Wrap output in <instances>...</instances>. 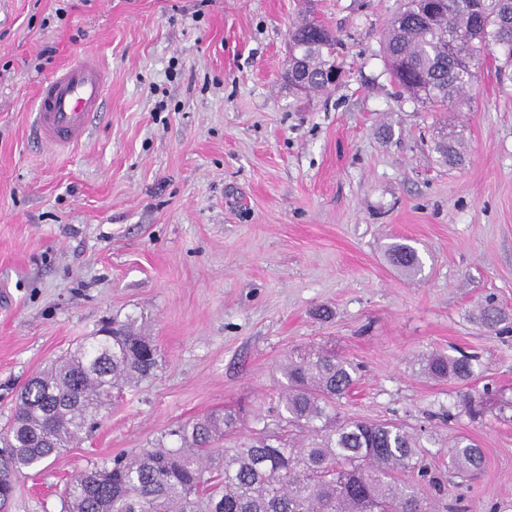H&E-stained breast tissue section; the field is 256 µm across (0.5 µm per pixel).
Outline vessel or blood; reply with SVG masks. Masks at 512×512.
<instances>
[{
	"label": "vessel or blood",
	"mask_w": 512,
	"mask_h": 512,
	"mask_svg": "<svg viewBox=\"0 0 512 512\" xmlns=\"http://www.w3.org/2000/svg\"><path fill=\"white\" fill-rule=\"evenodd\" d=\"M106 91V75L95 53H83L59 68L37 91L39 139L60 151L82 144Z\"/></svg>",
	"instance_id": "1"
}]
</instances>
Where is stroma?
<instances>
[{
    "label": "stroma",
    "instance_id": "1",
    "mask_svg": "<svg viewBox=\"0 0 512 512\" xmlns=\"http://www.w3.org/2000/svg\"><path fill=\"white\" fill-rule=\"evenodd\" d=\"M403 0H0V429L23 385L104 322L136 319L158 367L96 427L20 479L0 512H62L69 480L234 412L273 423L280 365L320 346L357 365L339 417L402 424L442 484L439 512H512V79L483 69L456 111L393 85L382 33ZM340 39V82L284 78L305 12ZM107 73L88 139L34 133L40 82L84 50ZM459 165L435 150L440 130ZM415 247L404 276L387 245ZM469 355L467 382L423 356ZM472 407H465L464 399ZM471 439L473 476L448 466ZM450 457L459 473H470L478 470L483 463L481 448L467 438H459L450 450Z\"/></svg>",
    "mask_w": 512,
    "mask_h": 512
}]
</instances>
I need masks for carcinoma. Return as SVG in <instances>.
<instances>
[{
    "instance_id": "carcinoma-1",
    "label": "carcinoma",
    "mask_w": 512,
    "mask_h": 512,
    "mask_svg": "<svg viewBox=\"0 0 512 512\" xmlns=\"http://www.w3.org/2000/svg\"><path fill=\"white\" fill-rule=\"evenodd\" d=\"M339 46L316 20L303 19L289 33V50L301 64L288 82L307 91L330 88L325 73ZM383 51L400 92L435 110L452 109L478 82L486 58L501 62L502 75L512 69V0H405ZM437 150L448 165L462 161L456 141L444 139ZM388 258L406 275L421 271L410 245H392ZM478 319L492 332L506 313L489 303ZM472 361L432 354L425 371L465 381L474 376ZM156 365L150 337L129 319L102 327L30 378L0 434L8 448L0 500L11 494V478L77 442L115 390ZM282 373L287 386L275 430L220 448L237 417L210 414L179 427L176 448H142L85 470L66 487L64 512H433L428 490L406 481L427 475L414 435L395 424L337 419L336 400L356 381L350 362L323 349H294ZM450 457L460 473L483 463L482 450L464 437Z\"/></svg>"
}]
</instances>
